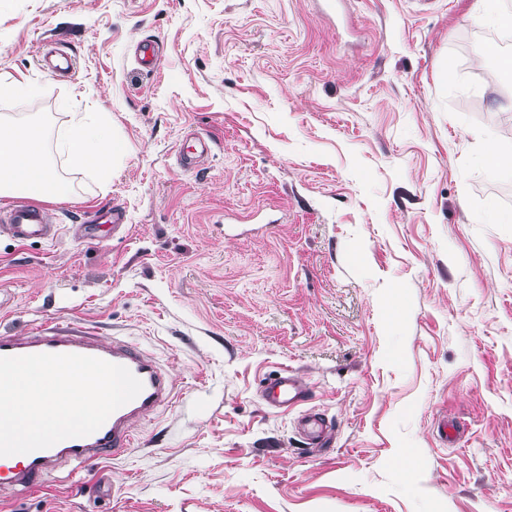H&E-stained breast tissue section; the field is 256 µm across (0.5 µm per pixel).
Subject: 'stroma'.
Listing matches in <instances>:
<instances>
[{
  "instance_id": "obj_1",
  "label": "stroma",
  "mask_w": 512,
  "mask_h": 512,
  "mask_svg": "<svg viewBox=\"0 0 512 512\" xmlns=\"http://www.w3.org/2000/svg\"><path fill=\"white\" fill-rule=\"evenodd\" d=\"M481 0H0V81L35 80L55 235L0 236V335L67 318L151 355L173 400L132 448L0 512H512V33ZM164 43L157 73L131 46ZM77 60L41 70L42 43ZM76 112L124 152L80 170ZM214 150L177 163L187 128ZM125 229L75 238L89 206ZM291 370L302 408L271 407ZM323 413L329 446L296 419ZM461 423L453 447L438 424Z\"/></svg>"
}]
</instances>
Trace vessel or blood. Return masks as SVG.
<instances>
[{
	"instance_id": "1",
	"label": "vessel or blood",
	"mask_w": 512,
	"mask_h": 512,
	"mask_svg": "<svg viewBox=\"0 0 512 512\" xmlns=\"http://www.w3.org/2000/svg\"><path fill=\"white\" fill-rule=\"evenodd\" d=\"M135 57L147 72L161 67L162 53L155 40L137 43ZM214 141L196 130L187 131L179 150L182 165L193 166L208 157ZM105 224H82L77 229L79 238L97 241L103 229L118 230L124 226L126 212L110 208ZM52 231L51 214L39 205L16 202L0 211V232L18 241L49 238ZM33 354H76L96 357L126 367L138 378L143 389L133 400L115 410L105 423L90 435L61 440L53 446L30 453L0 456V487L17 485L37 489L47 476L61 464L83 465L94 460L120 455L133 444L131 426L158 406L170 400L173 385L167 375L146 353L120 340L108 339L75 324L45 325L34 328L24 337L0 336V356L19 357ZM307 390L300 379L283 372L265 390L266 402L276 408L290 409L303 403Z\"/></svg>"
}]
</instances>
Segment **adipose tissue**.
I'll list each match as a JSON object with an SVG mask.
<instances>
[{
    "instance_id": "ef3b65f1",
    "label": "adipose tissue",
    "mask_w": 512,
    "mask_h": 512,
    "mask_svg": "<svg viewBox=\"0 0 512 512\" xmlns=\"http://www.w3.org/2000/svg\"><path fill=\"white\" fill-rule=\"evenodd\" d=\"M42 139L37 122L0 123V197L17 193L38 200L68 196L66 184L52 176L43 158ZM59 149L78 166L99 169L109 165L115 150L112 126L96 113H82Z\"/></svg>"
}]
</instances>
